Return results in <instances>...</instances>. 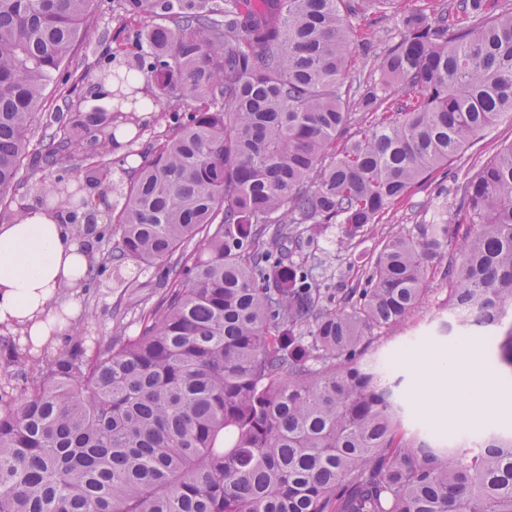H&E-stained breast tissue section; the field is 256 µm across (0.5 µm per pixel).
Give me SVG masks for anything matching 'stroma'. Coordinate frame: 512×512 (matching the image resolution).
Instances as JSON below:
<instances>
[{"label":"stroma","mask_w":512,"mask_h":512,"mask_svg":"<svg viewBox=\"0 0 512 512\" xmlns=\"http://www.w3.org/2000/svg\"><path fill=\"white\" fill-rule=\"evenodd\" d=\"M120 13L118 0H104L103 6L89 21L87 39L73 55L77 77L90 81L98 71V62L108 50L101 42V31L115 32ZM350 63L348 77L374 73L384 52L398 39L400 31L394 17L378 18L364 14L351 19ZM512 141V124L505 122L488 129L472 147L460 154L450 167V177H436L428 186L414 189L411 195L392 205L379 223L365 235L350 241L343 237L338 225H331L299 253L301 259L317 267L319 280L325 287L348 288L364 281L384 240L392 234L412 232L416 225L432 220L445 192L451 191L454 175H473L485 161L492 158L501 145ZM120 274L122 284L109 288H89L75 295L79 314L73 325L84 335L108 337L116 328L133 324L135 313L142 306L155 305L160 297V279L137 260L126 259ZM426 291L414 315L401 327L384 333L372 345V359L389 366L393 377L401 381L398 389L403 408L404 429L445 445L463 441L474 442L493 432L511 433L512 414L495 413L488 420L475 424L454 423L444 410L424 404L418 394L419 367L416 358L432 355L438 360L475 361L479 370L496 381L498 394H512V375L504 373L497 363L494 345L488 344L480 327L445 331L449 319L446 298L448 288L436 275L425 281Z\"/></svg>","instance_id":"1"}]
</instances>
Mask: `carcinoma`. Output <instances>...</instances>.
Segmentation results:
<instances>
[{
	"label": "carcinoma",
	"mask_w": 512,
	"mask_h": 512,
	"mask_svg": "<svg viewBox=\"0 0 512 512\" xmlns=\"http://www.w3.org/2000/svg\"><path fill=\"white\" fill-rule=\"evenodd\" d=\"M399 2L120 0L135 52L123 70L100 62L111 108L63 96L46 112L100 4L0 0V222L63 160L76 187L42 177L41 200L95 208L112 165L87 150L149 111L160 131L117 161L123 202L84 287L127 258L166 283L131 334L87 348L76 330L43 363L10 348L4 366L26 370L0 393V512H512V434L445 448L409 434L365 335L411 316L437 273L459 324L507 326L512 371V142L456 185L453 212L386 238L340 309L295 258L294 225L352 241L512 122V9ZM367 12L400 35L380 81L354 86L349 19Z\"/></svg>",
	"instance_id": "cac0c4a2"
}]
</instances>
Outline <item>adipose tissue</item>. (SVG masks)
I'll return each instance as SVG.
<instances>
[{"label":"adipose tissue","instance_id":"obj_1","mask_svg":"<svg viewBox=\"0 0 512 512\" xmlns=\"http://www.w3.org/2000/svg\"><path fill=\"white\" fill-rule=\"evenodd\" d=\"M95 212L71 220L64 209L40 205L0 224V327L30 336L35 347H65L75 304L58 293L83 279L96 237Z\"/></svg>","mask_w":512,"mask_h":512}]
</instances>
